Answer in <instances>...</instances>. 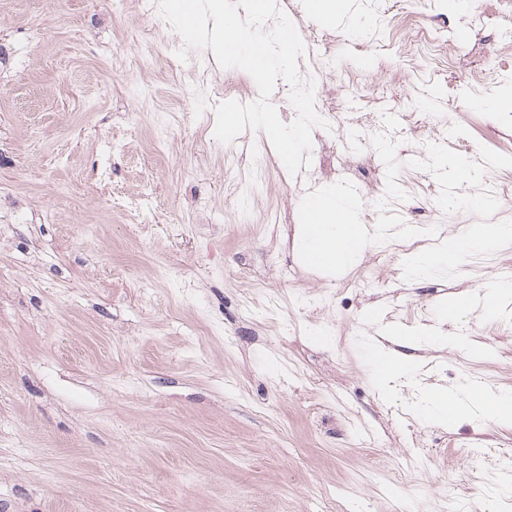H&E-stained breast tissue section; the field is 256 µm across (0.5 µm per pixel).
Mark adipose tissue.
<instances>
[{
    "instance_id": "1",
    "label": "adipose tissue",
    "mask_w": 512,
    "mask_h": 512,
    "mask_svg": "<svg viewBox=\"0 0 512 512\" xmlns=\"http://www.w3.org/2000/svg\"><path fill=\"white\" fill-rule=\"evenodd\" d=\"M482 413L500 422H512V394H496L474 385L466 392L448 389L429 397L424 405L426 416L458 422Z\"/></svg>"
}]
</instances>
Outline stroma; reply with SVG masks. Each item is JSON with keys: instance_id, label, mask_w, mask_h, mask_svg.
Instances as JSON below:
<instances>
[{"instance_id": "1", "label": "stroma", "mask_w": 512, "mask_h": 512, "mask_svg": "<svg viewBox=\"0 0 512 512\" xmlns=\"http://www.w3.org/2000/svg\"><path fill=\"white\" fill-rule=\"evenodd\" d=\"M292 21L336 121L294 175L270 153L250 194L214 136L218 104L256 99L248 73L208 49L179 61L180 34L137 0H0V512H484L512 475V425L417 409L469 377L512 390V297L483 308L512 245L452 279L402 271L476 221L408 160L512 156V0H349L333 19L299 0ZM153 97L190 122L167 127ZM379 132L409 195L386 210L420 236L309 269L306 194L350 180L374 228ZM378 344L413 373L380 384Z\"/></svg>"}]
</instances>
